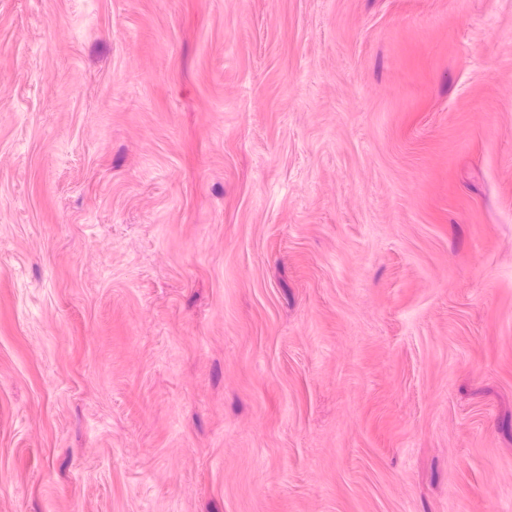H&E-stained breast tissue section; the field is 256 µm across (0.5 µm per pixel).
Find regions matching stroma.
Listing matches in <instances>:
<instances>
[{"mask_svg":"<svg viewBox=\"0 0 512 512\" xmlns=\"http://www.w3.org/2000/svg\"><path fill=\"white\" fill-rule=\"evenodd\" d=\"M0 512H512V0H0Z\"/></svg>","mask_w":512,"mask_h":512,"instance_id":"obj_1","label":"stroma"}]
</instances>
